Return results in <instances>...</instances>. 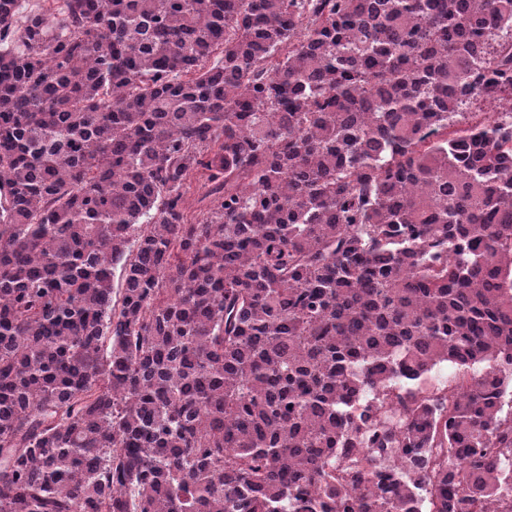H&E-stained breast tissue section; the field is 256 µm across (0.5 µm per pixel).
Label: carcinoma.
<instances>
[{"label": "carcinoma", "mask_w": 512, "mask_h": 512, "mask_svg": "<svg viewBox=\"0 0 512 512\" xmlns=\"http://www.w3.org/2000/svg\"><path fill=\"white\" fill-rule=\"evenodd\" d=\"M511 384L512 0H0V512H500ZM457 372L458 368L455 366H448L447 364L437 365L426 374L420 386L424 390L431 391L438 387L448 385Z\"/></svg>", "instance_id": "1"}]
</instances>
